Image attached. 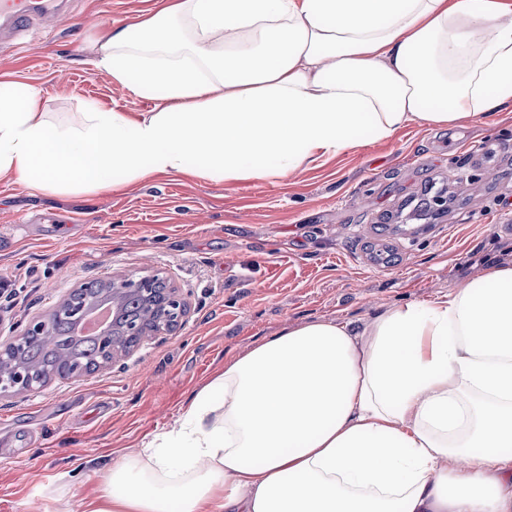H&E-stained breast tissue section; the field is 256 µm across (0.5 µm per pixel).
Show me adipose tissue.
I'll return each mask as SVG.
<instances>
[{"label": "adipose tissue", "mask_w": 512, "mask_h": 512, "mask_svg": "<svg viewBox=\"0 0 512 512\" xmlns=\"http://www.w3.org/2000/svg\"><path fill=\"white\" fill-rule=\"evenodd\" d=\"M153 111L51 119L0 79V177L52 195L285 178L512 107V0H158L95 44ZM88 512H512V264L225 364Z\"/></svg>", "instance_id": "adipose-tissue-1"}]
</instances>
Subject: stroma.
<instances>
[{"instance_id": "obj_1", "label": "stroma", "mask_w": 512, "mask_h": 512, "mask_svg": "<svg viewBox=\"0 0 512 512\" xmlns=\"http://www.w3.org/2000/svg\"><path fill=\"white\" fill-rule=\"evenodd\" d=\"M156 0H70L0 43V76L38 87L55 118L152 102L94 64L93 44ZM284 179L158 176L92 195L0 178V344L92 279L156 274L187 302L181 326L112 367L0 396V512H86L97 457L140 452L177 426L225 363L310 321L361 323L512 264V109L453 127L412 122ZM446 202H432L436 193Z\"/></svg>"}]
</instances>
